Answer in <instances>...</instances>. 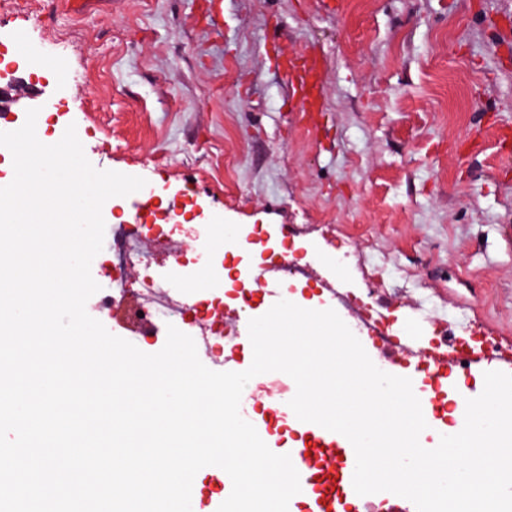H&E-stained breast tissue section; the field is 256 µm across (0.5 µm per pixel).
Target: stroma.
Segmentation results:
<instances>
[{"instance_id": "obj_1", "label": "stroma", "mask_w": 512, "mask_h": 512, "mask_svg": "<svg viewBox=\"0 0 512 512\" xmlns=\"http://www.w3.org/2000/svg\"><path fill=\"white\" fill-rule=\"evenodd\" d=\"M18 42L37 59L0 81V132L55 108L37 135L75 126L96 169L308 243L319 306L326 280L360 299L370 279L417 344L489 338L512 361V0H14L0 55ZM307 54L305 113L275 59ZM139 275L86 311L152 354L167 327L129 320ZM320 69L321 59L318 56H309L300 64L289 61L288 71L301 90L303 103L316 104L320 100Z\"/></svg>"}]
</instances>
